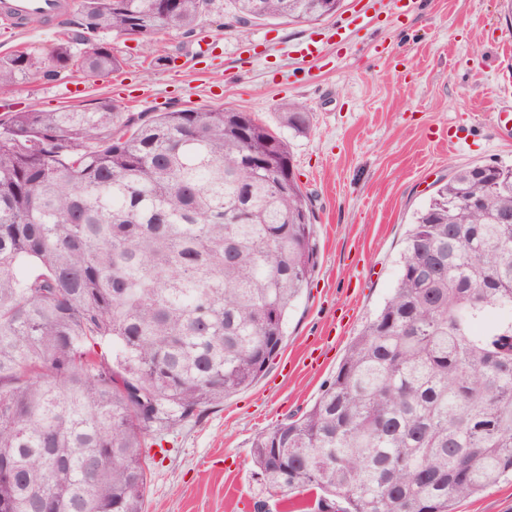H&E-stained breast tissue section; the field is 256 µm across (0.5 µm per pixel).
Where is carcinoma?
Wrapping results in <instances>:
<instances>
[{
  "instance_id": "cac0c4a2",
  "label": "carcinoma",
  "mask_w": 512,
  "mask_h": 512,
  "mask_svg": "<svg viewBox=\"0 0 512 512\" xmlns=\"http://www.w3.org/2000/svg\"><path fill=\"white\" fill-rule=\"evenodd\" d=\"M46 54L0 57V96L123 69L111 36L194 33L210 0H88ZM342 0H230L312 24ZM303 134L310 115L288 105ZM512 165L453 170L400 276L311 408L260 432L272 495L329 512H456L512 476ZM288 143L250 112L0 115V512H143L147 444L251 385L316 265Z\"/></svg>"
}]
</instances>
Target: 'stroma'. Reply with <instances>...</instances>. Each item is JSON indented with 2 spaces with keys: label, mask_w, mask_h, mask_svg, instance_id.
<instances>
[{
  "label": "stroma",
  "mask_w": 512,
  "mask_h": 512,
  "mask_svg": "<svg viewBox=\"0 0 512 512\" xmlns=\"http://www.w3.org/2000/svg\"><path fill=\"white\" fill-rule=\"evenodd\" d=\"M343 0L314 24H236L229 0H213L196 35L164 30L113 39L123 69L91 78L66 72L15 88L11 107L56 112L107 101L129 112L232 107L287 139L299 182L313 200L315 272L288 315L283 348L250 387L180 423L151 447L144 512H318L307 492L285 502L255 476L256 434L300 416L334 375L352 339L400 276L405 232L437 181L472 164H512V19L501 0H382L361 15ZM57 29L0 21V56L46 51ZM205 39L207 54L196 55ZM321 53L302 56L303 43ZM83 88L81 98L68 89ZM310 114L302 135L285 130V105Z\"/></svg>",
  "instance_id": "1"
}]
</instances>
